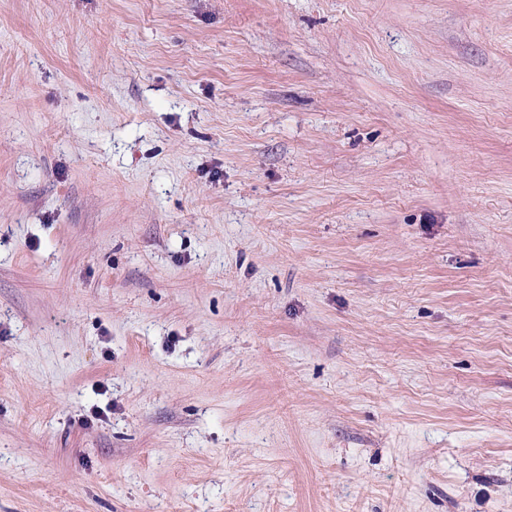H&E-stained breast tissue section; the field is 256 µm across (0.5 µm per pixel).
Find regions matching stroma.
Segmentation results:
<instances>
[{"instance_id": "obj_1", "label": "stroma", "mask_w": 512, "mask_h": 512, "mask_svg": "<svg viewBox=\"0 0 512 512\" xmlns=\"http://www.w3.org/2000/svg\"><path fill=\"white\" fill-rule=\"evenodd\" d=\"M0 512H512V0H0Z\"/></svg>"}]
</instances>
